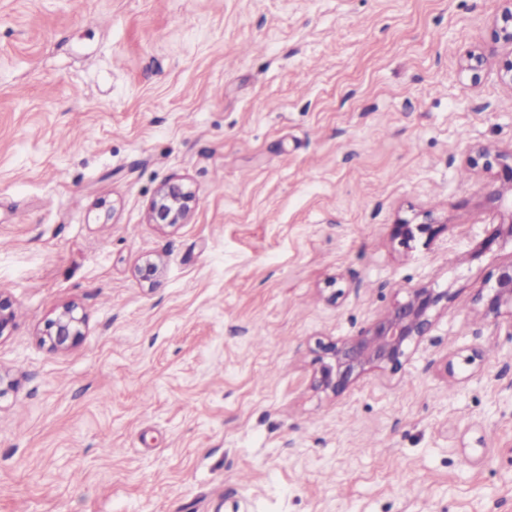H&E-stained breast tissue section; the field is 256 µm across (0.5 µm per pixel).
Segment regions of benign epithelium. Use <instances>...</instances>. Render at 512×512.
<instances>
[{
	"label": "benign epithelium",
	"instance_id": "1",
	"mask_svg": "<svg viewBox=\"0 0 512 512\" xmlns=\"http://www.w3.org/2000/svg\"><path fill=\"white\" fill-rule=\"evenodd\" d=\"M505 6L494 20V38L512 45V0H503ZM485 69L483 54L470 51L461 63V70L471 82L481 81ZM482 165L486 172L496 171L503 180L501 188L488 197L490 207L497 209L505 204L512 209V154L492 152L483 148L471 165ZM193 200V193L182 182L170 180L162 184L148 208V221L160 227L186 223ZM447 225L432 217L420 224L402 221L395 225L393 235L399 244L408 249L416 237L429 240L441 234ZM512 243V224H491L486 229L480 252L484 253ZM477 310L484 319L495 321L508 317V335H512V261L497 267L494 282L486 295L476 299ZM448 306V290L421 286L406 289L405 296L356 336L340 337L328 343H318L320 363L314 376L316 388L334 395L341 393L355 378L372 369L399 371L416 347L430 332L435 317ZM14 319L11 299L0 291V334ZM85 317L74 307H64L48 323V330L41 338L54 350L66 351L83 336Z\"/></svg>",
	"mask_w": 512,
	"mask_h": 512
}]
</instances>
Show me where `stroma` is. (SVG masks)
I'll return each instance as SVG.
<instances>
[{
    "label": "stroma",
    "mask_w": 512,
    "mask_h": 512,
    "mask_svg": "<svg viewBox=\"0 0 512 512\" xmlns=\"http://www.w3.org/2000/svg\"><path fill=\"white\" fill-rule=\"evenodd\" d=\"M501 7L0 0V512H512V336L475 303L508 214L470 164L512 151ZM423 285L450 300L401 370L314 387L316 341ZM192 200V191L179 180L162 184L149 205V223L160 227L185 224ZM447 229V224H440L427 215V221L420 224H411L408 221H401L395 224L393 235L395 239H399V244L403 248H410L411 242L415 241L418 236H425L428 240H432ZM512 220L509 224H491L485 231L481 252L492 251L510 242L512 246ZM84 326L85 317L74 307L66 306L48 323L47 333L41 340L48 341L54 350L66 351L81 338Z\"/></svg>",
    "instance_id": "obj_1"
}]
</instances>
